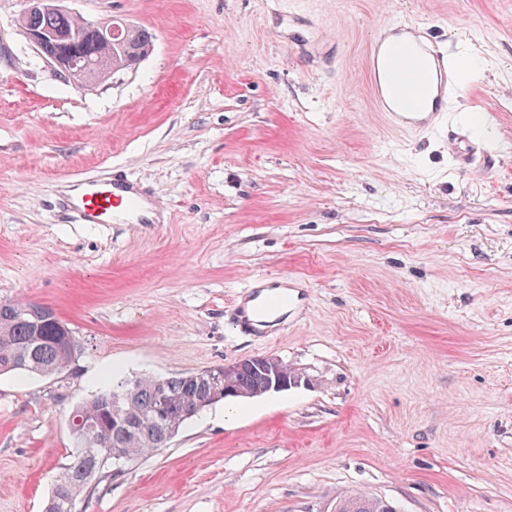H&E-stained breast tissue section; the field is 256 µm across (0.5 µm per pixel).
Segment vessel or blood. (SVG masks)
I'll list each match as a JSON object with an SVG mask.
<instances>
[{"instance_id":"1","label":"vessel or blood","mask_w":512,"mask_h":512,"mask_svg":"<svg viewBox=\"0 0 512 512\" xmlns=\"http://www.w3.org/2000/svg\"><path fill=\"white\" fill-rule=\"evenodd\" d=\"M366 70L379 112L390 125L407 131L432 129L448 106V66L431 42L412 28L388 25L380 31L366 58ZM147 197L126 183L122 174L81 178L68 207L78 224H112L143 215ZM251 292L233 306L234 324L241 332L268 335L288 319L294 299L287 282L270 277L253 279Z\"/></svg>"}]
</instances>
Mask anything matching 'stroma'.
<instances>
[{
	"mask_svg": "<svg viewBox=\"0 0 512 512\" xmlns=\"http://www.w3.org/2000/svg\"><path fill=\"white\" fill-rule=\"evenodd\" d=\"M149 28L135 68L78 89L0 0V298L51 307L80 346L52 377L0 375V512H41L69 412L113 377L272 355L288 390L216 404L102 483L83 512H512V0H66ZM431 29L462 86L453 134L393 130L365 59ZM483 151L458 167L468 142ZM122 168L157 224H69L56 198ZM298 303L233 327L253 277ZM388 501L360 493L336 497L334 512H396Z\"/></svg>",
	"mask_w": 512,
	"mask_h": 512,
	"instance_id": "1",
	"label": "stroma"
}]
</instances>
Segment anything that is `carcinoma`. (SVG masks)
Masks as SVG:
<instances>
[{
	"label": "carcinoma",
	"instance_id": "carcinoma-1",
	"mask_svg": "<svg viewBox=\"0 0 512 512\" xmlns=\"http://www.w3.org/2000/svg\"><path fill=\"white\" fill-rule=\"evenodd\" d=\"M30 25L53 32L59 38L45 45L47 52L64 58L100 53L92 36L78 41L68 35L82 26V21L68 13H40L29 18ZM134 46L150 49L154 33L138 26L130 36ZM73 334L53 309L22 300H0V375L25 373L55 376L75 364L78 350L67 343ZM115 388L100 390L74 406L73 418L87 416L97 425L104 447L136 461L149 452L165 448L173 434L197 415V408H208L224 401L208 392V382L188 374L161 380L143 375L130 389V402L118 410L112 406ZM164 417L156 418L160 406ZM116 477L112 458L96 452L83 460H73L54 480L43 512H72L68 509L74 495H92L103 481ZM334 512H394V506L378 497L360 493L336 498Z\"/></svg>",
	"mask_w": 512,
	"mask_h": 512
}]
</instances>
